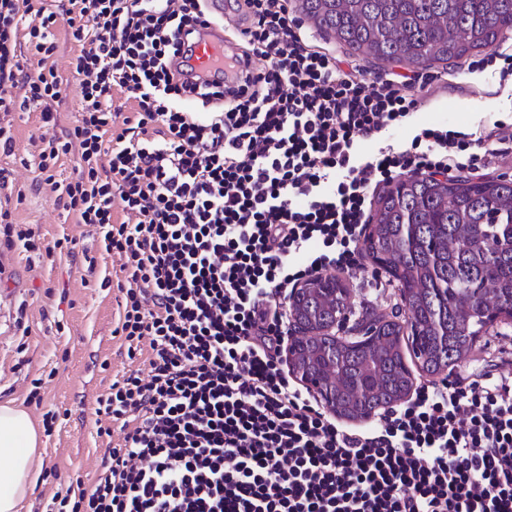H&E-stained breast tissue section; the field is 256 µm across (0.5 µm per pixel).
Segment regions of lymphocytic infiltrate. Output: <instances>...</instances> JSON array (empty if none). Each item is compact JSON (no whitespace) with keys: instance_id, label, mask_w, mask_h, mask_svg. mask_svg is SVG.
I'll return each instance as SVG.
<instances>
[{"instance_id":"obj_1","label":"lymphocytic infiltrate","mask_w":512,"mask_h":512,"mask_svg":"<svg viewBox=\"0 0 512 512\" xmlns=\"http://www.w3.org/2000/svg\"><path fill=\"white\" fill-rule=\"evenodd\" d=\"M291 2L240 0L237 35L258 66L227 91L167 67L204 0H0V112L35 106L56 126L52 30L80 46L81 118L37 171L73 156L74 177L53 188L122 259L115 332L149 348L148 374L98 400L122 445L90 487L56 491L63 512H512L511 374L419 386L355 429L283 365L290 289L362 267L376 189L479 171L507 127L487 112L466 132L389 141L424 107L426 81L314 48ZM188 92L207 113L186 111ZM118 94L135 110L114 109Z\"/></svg>"}]
</instances>
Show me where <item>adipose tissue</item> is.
Instances as JSON below:
<instances>
[{"mask_svg": "<svg viewBox=\"0 0 512 512\" xmlns=\"http://www.w3.org/2000/svg\"><path fill=\"white\" fill-rule=\"evenodd\" d=\"M39 443L28 411L11 400L0 402V512H19L33 494Z\"/></svg>", "mask_w": 512, "mask_h": 512, "instance_id": "1", "label": "adipose tissue"}]
</instances>
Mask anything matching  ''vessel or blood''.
Listing matches in <instances>:
<instances>
[{
	"mask_svg": "<svg viewBox=\"0 0 512 512\" xmlns=\"http://www.w3.org/2000/svg\"><path fill=\"white\" fill-rule=\"evenodd\" d=\"M206 9L210 22L197 26L191 52L176 58L175 63L183 69L187 83L202 79L226 88L235 86V79L224 71L226 60L237 57L240 51L237 42L224 34L222 20L227 14L226 0H206Z\"/></svg>",
	"mask_w": 512,
	"mask_h": 512,
	"instance_id": "vessel-or-blood-1",
	"label": "vessel or blood"
}]
</instances>
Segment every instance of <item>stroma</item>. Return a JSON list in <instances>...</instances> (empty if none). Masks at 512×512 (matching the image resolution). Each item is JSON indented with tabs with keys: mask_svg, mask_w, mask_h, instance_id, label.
I'll use <instances>...</instances> for the list:
<instances>
[{
	"mask_svg": "<svg viewBox=\"0 0 512 512\" xmlns=\"http://www.w3.org/2000/svg\"><path fill=\"white\" fill-rule=\"evenodd\" d=\"M54 38L63 95L59 126L66 128L81 112L72 66L78 46L68 26H59ZM421 71L429 80L430 106L398 129L395 141H410L425 126L465 131L484 112L512 117V91L500 89L490 72L471 71L468 60ZM38 117L35 108L0 112V126L11 127L14 137L12 153L0 155V169L10 170L16 183L25 187L21 195L0 192V206L29 225L43 244L68 235L78 239L82 252L55 261L28 256L17 248L0 252V401L10 399L24 406L38 426L44 414L56 416L52 431L41 435L36 495L19 512H51V498L59 486L77 481L90 486L109 448L123 442L116 427L110 434L98 435L97 400L113 381L148 368L146 354L128 355L121 337L113 333L116 284L123 278L119 258L103 250L97 225L78 223L59 207L50 186L29 187L39 145L54 134L40 126ZM105 278L111 280V287H101ZM345 281L350 289V319H357L364 307L388 315L397 312L401 299L387 274L375 278L370 272L356 271ZM21 304L26 314L20 321L16 309ZM21 324L30 329L23 339L17 334ZM493 369L512 370V324L490 327L452 374L466 377ZM36 379L41 382V400L34 403L28 395Z\"/></svg>",
	"mask_w": 512,
	"mask_h": 512,
	"instance_id": "obj_1",
	"label": "stroma"
}]
</instances>
